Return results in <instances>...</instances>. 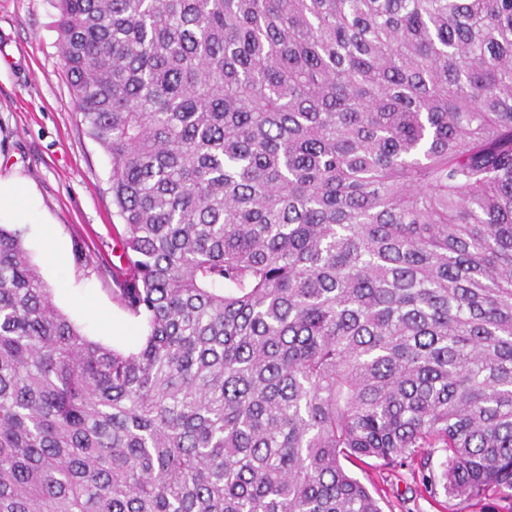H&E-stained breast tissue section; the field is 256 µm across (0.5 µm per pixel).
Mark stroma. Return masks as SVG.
Returning <instances> with one entry per match:
<instances>
[{
	"label": "stroma",
	"mask_w": 512,
	"mask_h": 512,
	"mask_svg": "<svg viewBox=\"0 0 512 512\" xmlns=\"http://www.w3.org/2000/svg\"><path fill=\"white\" fill-rule=\"evenodd\" d=\"M53 0H0V181L28 185L42 221L20 227L55 306L90 339L128 350L143 329L112 295L122 240L114 227L111 167L77 110L53 28ZM92 263L78 261V252ZM347 470L383 512H456L443 488L426 489L415 458Z\"/></svg>",
	"instance_id": "obj_1"
}]
</instances>
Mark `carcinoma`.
I'll return each mask as SVG.
<instances>
[{
	"mask_svg": "<svg viewBox=\"0 0 512 512\" xmlns=\"http://www.w3.org/2000/svg\"><path fill=\"white\" fill-rule=\"evenodd\" d=\"M146 334L89 339L0 227V512L512 500V0H55ZM419 457L404 459L402 466L386 468L374 459L346 462L347 470L364 483L378 499L383 512H456L457 501L449 498L440 480L444 455L434 448L431 467L436 479L435 491L422 483Z\"/></svg>",
	"mask_w": 512,
	"mask_h": 512,
	"instance_id": "obj_1",
	"label": "carcinoma"
}]
</instances>
